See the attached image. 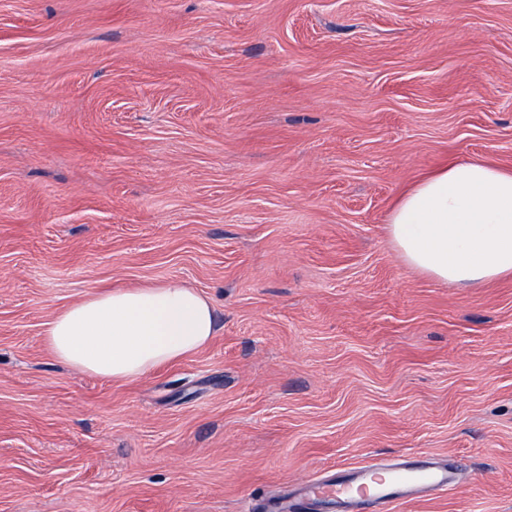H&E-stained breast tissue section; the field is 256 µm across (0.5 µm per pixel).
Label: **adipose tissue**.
I'll return each instance as SVG.
<instances>
[{"instance_id": "1", "label": "adipose tissue", "mask_w": 512, "mask_h": 512, "mask_svg": "<svg viewBox=\"0 0 512 512\" xmlns=\"http://www.w3.org/2000/svg\"><path fill=\"white\" fill-rule=\"evenodd\" d=\"M387 224L406 264L436 280L477 287L512 275V170L448 165L408 188ZM216 334L212 303L176 280L87 294L45 331L61 362L116 381L181 360Z\"/></svg>"}]
</instances>
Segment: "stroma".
<instances>
[{
    "instance_id": "1",
    "label": "stroma",
    "mask_w": 512,
    "mask_h": 512,
    "mask_svg": "<svg viewBox=\"0 0 512 512\" xmlns=\"http://www.w3.org/2000/svg\"><path fill=\"white\" fill-rule=\"evenodd\" d=\"M475 158L512 169V0H0V512H252L405 453L459 483L392 512H512V276L386 227ZM167 279L206 348L127 382L50 352Z\"/></svg>"
}]
</instances>
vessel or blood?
Returning a JSON list of instances; mask_svg holds the SVG:
<instances>
[{
    "label": "vessel or blood",
    "mask_w": 512,
    "mask_h": 512,
    "mask_svg": "<svg viewBox=\"0 0 512 512\" xmlns=\"http://www.w3.org/2000/svg\"><path fill=\"white\" fill-rule=\"evenodd\" d=\"M458 480L453 464L434 458L404 454L394 460L342 467L335 473L299 484L291 498H271L262 512H391L409 499L447 492Z\"/></svg>",
    "instance_id": "obj_1"
}]
</instances>
